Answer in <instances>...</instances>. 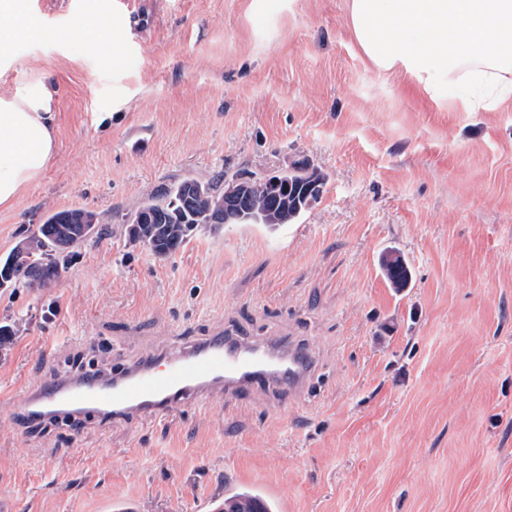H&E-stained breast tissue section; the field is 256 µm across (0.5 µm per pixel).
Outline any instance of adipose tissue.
I'll return each instance as SVG.
<instances>
[{
    "instance_id": "obj_1",
    "label": "adipose tissue",
    "mask_w": 512,
    "mask_h": 512,
    "mask_svg": "<svg viewBox=\"0 0 512 512\" xmlns=\"http://www.w3.org/2000/svg\"><path fill=\"white\" fill-rule=\"evenodd\" d=\"M350 32L379 72L405 71L436 100L492 112L512 100V0H347ZM503 34L489 49L492 34ZM28 0H0V67L36 42ZM56 90L39 76L0 93V207L35 185L55 156Z\"/></svg>"
}]
</instances>
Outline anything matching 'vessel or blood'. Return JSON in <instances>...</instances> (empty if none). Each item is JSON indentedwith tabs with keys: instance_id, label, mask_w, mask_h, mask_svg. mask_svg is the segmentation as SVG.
<instances>
[{
	"instance_id": "1",
	"label": "vessel or blood",
	"mask_w": 512,
	"mask_h": 512,
	"mask_svg": "<svg viewBox=\"0 0 512 512\" xmlns=\"http://www.w3.org/2000/svg\"><path fill=\"white\" fill-rule=\"evenodd\" d=\"M318 357L304 337L255 338L235 329L179 342L163 352L115 365L111 373L85 371L43 381L19 408L32 424H69L91 417L107 424L144 415L169 416L200 407L217 393L226 402L252 405L263 394L291 404L317 373Z\"/></svg>"
}]
</instances>
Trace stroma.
Masks as SVG:
<instances>
[{
  "label": "stroma",
  "instance_id": "obj_1",
  "mask_svg": "<svg viewBox=\"0 0 512 512\" xmlns=\"http://www.w3.org/2000/svg\"><path fill=\"white\" fill-rule=\"evenodd\" d=\"M33 0L0 91L49 74L57 150L0 208V257L50 211L101 215L48 288L0 290V512H512V102L463 112L379 74L346 0ZM308 161L293 224L204 229L167 259L120 230L186 178ZM399 250L409 288L379 266ZM233 326L310 337L302 403L27 424L16 392ZM274 505L261 495L242 490L224 497L221 512H274Z\"/></svg>",
  "mask_w": 512,
  "mask_h": 512
}]
</instances>
